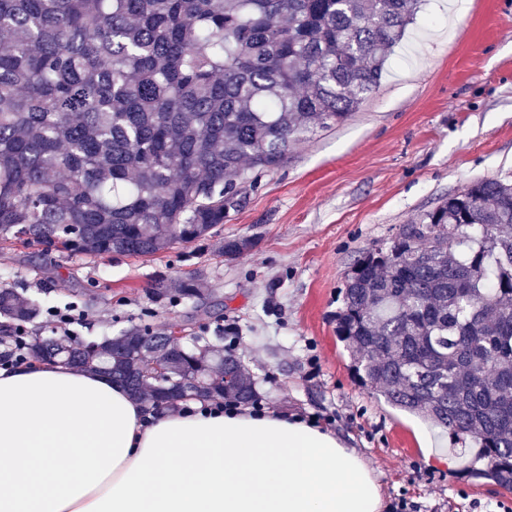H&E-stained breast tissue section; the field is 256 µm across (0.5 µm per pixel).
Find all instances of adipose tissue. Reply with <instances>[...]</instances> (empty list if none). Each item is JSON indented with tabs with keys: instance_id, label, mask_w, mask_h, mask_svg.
I'll list each match as a JSON object with an SVG mask.
<instances>
[{
	"instance_id": "adipose-tissue-1",
	"label": "adipose tissue",
	"mask_w": 512,
	"mask_h": 512,
	"mask_svg": "<svg viewBox=\"0 0 512 512\" xmlns=\"http://www.w3.org/2000/svg\"><path fill=\"white\" fill-rule=\"evenodd\" d=\"M356 449L299 416L153 409L104 375L0 369V512H381Z\"/></svg>"
}]
</instances>
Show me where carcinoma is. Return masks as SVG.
<instances>
[{
  "instance_id": "carcinoma-1",
  "label": "carcinoma",
  "mask_w": 512,
  "mask_h": 512,
  "mask_svg": "<svg viewBox=\"0 0 512 512\" xmlns=\"http://www.w3.org/2000/svg\"><path fill=\"white\" fill-rule=\"evenodd\" d=\"M421 0H0V237L149 257L210 237L250 171L345 122L381 84ZM252 242L223 239L233 260ZM192 300L203 278L182 281ZM336 336L355 380L479 449L465 476L512 490V184L478 179L363 254ZM39 303L0 289V316ZM142 401L256 397L231 350L130 329L25 337ZM160 379L146 377L154 365ZM197 377L202 392L184 391Z\"/></svg>"
}]
</instances>
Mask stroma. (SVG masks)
I'll return each instance as SVG.
<instances>
[{
	"label": "stroma",
	"instance_id": "35a3bbf8",
	"mask_svg": "<svg viewBox=\"0 0 512 512\" xmlns=\"http://www.w3.org/2000/svg\"><path fill=\"white\" fill-rule=\"evenodd\" d=\"M512 183V0H424L379 88L344 123L294 145L255 173L212 240L152 258L71 256L0 239V287L38 300L28 325L50 335L47 309L77 306L75 335L132 328L230 347L257 399L315 420L357 449L384 505L409 512H512V492L461 473L447 433L360 386L336 336L344 276L363 252L471 181ZM247 238L227 261L217 240ZM203 272L192 301L156 297Z\"/></svg>",
	"mask_w": 512,
	"mask_h": 512
}]
</instances>
